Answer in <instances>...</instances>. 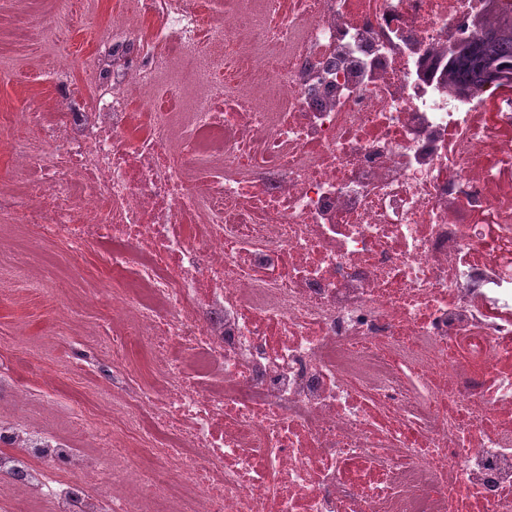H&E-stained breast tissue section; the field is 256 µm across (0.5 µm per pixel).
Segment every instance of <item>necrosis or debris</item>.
Returning a JSON list of instances; mask_svg holds the SVG:
<instances>
[{"mask_svg":"<svg viewBox=\"0 0 512 512\" xmlns=\"http://www.w3.org/2000/svg\"><path fill=\"white\" fill-rule=\"evenodd\" d=\"M483 0H132L0 193L111 243V432L0 418L44 512H512V85L427 76ZM138 83L131 104L130 83ZM142 348L144 367H122ZM111 497L93 490L98 477Z\"/></svg>","mask_w":512,"mask_h":512,"instance_id":"1","label":"necrosis or debris"}]
</instances>
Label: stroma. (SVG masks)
<instances>
[{"instance_id":"obj_1","label":"stroma","mask_w":512,"mask_h":512,"mask_svg":"<svg viewBox=\"0 0 512 512\" xmlns=\"http://www.w3.org/2000/svg\"><path fill=\"white\" fill-rule=\"evenodd\" d=\"M128 7V0H74L72 16L64 18L54 13L52 0H0V19L12 23L0 65L16 75L13 82L0 83V114L19 111L30 99L60 111L52 77L62 65L73 73L78 90L90 93L94 45ZM99 253L92 245L75 256L61 243L38 241L20 219L0 227V282L22 272L55 291L51 298L21 291L12 302L0 303V361L9 360L18 343L27 348L34 368L26 399L17 403L0 396V415L44 423L68 434L78 448L86 441L70 428L73 414L82 413L92 427L112 413L111 403L97 399L112 369L111 358L100 354L110 344L104 325L109 310L81 304L85 289L108 294L120 284L111 274L95 273Z\"/></svg>"}]
</instances>
